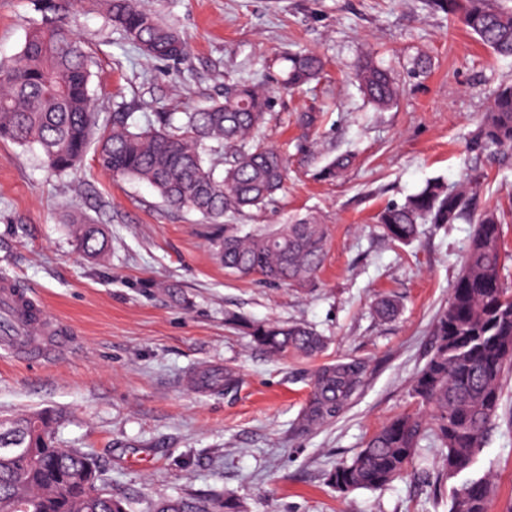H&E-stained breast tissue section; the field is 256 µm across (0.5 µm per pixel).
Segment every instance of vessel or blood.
<instances>
[{
    "label": "vessel or blood",
    "mask_w": 512,
    "mask_h": 512,
    "mask_svg": "<svg viewBox=\"0 0 512 512\" xmlns=\"http://www.w3.org/2000/svg\"><path fill=\"white\" fill-rule=\"evenodd\" d=\"M59 323L43 316L39 305L11 278L0 279V352L12 357H53L70 346Z\"/></svg>",
    "instance_id": "obj_1"
}]
</instances>
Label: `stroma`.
I'll return each mask as SVG.
<instances>
[{"instance_id": "stroma-1", "label": "stroma", "mask_w": 512, "mask_h": 512, "mask_svg": "<svg viewBox=\"0 0 512 512\" xmlns=\"http://www.w3.org/2000/svg\"><path fill=\"white\" fill-rule=\"evenodd\" d=\"M43 0H0V63L16 59ZM191 48L178 63L156 61L124 42L101 0H71L68 19L93 61L97 111L181 113L247 81L270 93L265 142L288 156V180L265 208L228 224H286L315 217L328 227L324 261L303 289L227 272L213 255L209 221L167 206L147 184L101 171L94 155L56 175L39 153L0 142V276L39 297L68 324L60 357L0 356V414L47 410L57 443L94 454L113 494L147 512L162 497L233 498L246 512H448L423 470L439 456L422 442L403 478L380 490L342 493L329 481L340 462L391 419L418 411L410 393L424 365L434 315L448 303L471 225L437 229L398 246L376 214L403 203L427 180L454 186L480 176L481 206L512 207V159L468 154L467 141L512 83V59L497 57L433 0H144ZM306 50L324 64L300 92L279 88L272 54ZM388 69L395 103L373 107L354 72L364 58ZM316 116L306 126L303 114ZM346 169L327 172L338 156ZM104 227L110 247L92 259L70 232L73 216ZM382 295L401 304L376 317ZM255 322H300L325 336L313 358H278L257 347L229 314ZM355 358L367 375L334 422L301 429L312 375ZM204 366L232 369L238 387L188 384ZM496 492L490 512L512 503V426L499 423L478 457Z\"/></svg>"}]
</instances>
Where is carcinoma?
Masks as SVG:
<instances>
[{
    "instance_id": "cac0c4a2",
    "label": "carcinoma",
    "mask_w": 512,
    "mask_h": 512,
    "mask_svg": "<svg viewBox=\"0 0 512 512\" xmlns=\"http://www.w3.org/2000/svg\"><path fill=\"white\" fill-rule=\"evenodd\" d=\"M106 17L122 38L154 59L176 62L186 39L161 22L142 0H104ZM439 7L462 23L492 51L512 58V6L493 0H443ZM53 16L30 26L15 62L0 64V141L36 148L49 171L75 169L90 148L99 166L116 177L150 185L174 208L201 213L214 223L210 240L224 269L270 285L303 287L325 256L328 228L313 217L277 227L223 223L224 215L260 209L283 188L287 161L256 138L270 108L269 92L250 83L224 91V99L184 112H155L143 121L129 108L103 117L90 89L92 60L63 18L67 0H50ZM282 84L294 90L317 79L321 59L312 53L287 58ZM355 78L371 103L387 108L398 88L373 59ZM468 150L478 156L512 157V85L498 87ZM478 179L456 187L431 180L401 204L376 215L384 235L413 243L424 224L473 225L448 304L431 328V350L411 382L423 411L386 423L349 461L330 473L335 488L348 493L381 489L413 462L421 443L438 448L439 483L468 475L452 487L448 512H489L494 494L489 475L472 468L501 417L503 389L512 378V288L506 286L505 210L477 209ZM75 246L90 257L109 246L98 224L78 221ZM398 301L381 297L375 313L390 319ZM253 341L276 356H315L324 338L303 324L249 322ZM366 378L364 362L345 358L322 364L300 413L305 428L341 416ZM204 386L220 391L237 383L231 370L208 373ZM12 431L0 434V512H129V502L112 495L93 454L60 448L55 418L46 412L10 416ZM150 512H244L233 499L172 497L156 500Z\"/></svg>"
}]
</instances>
